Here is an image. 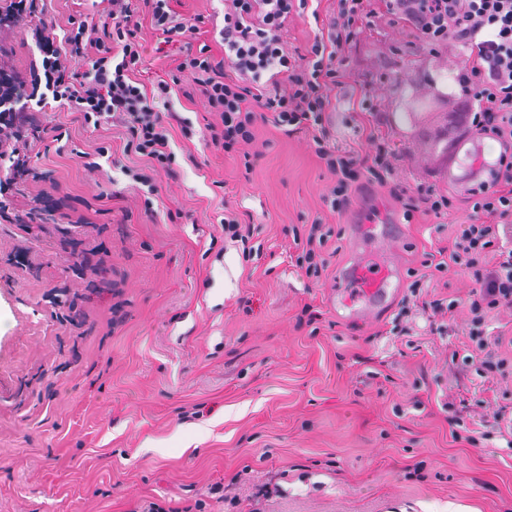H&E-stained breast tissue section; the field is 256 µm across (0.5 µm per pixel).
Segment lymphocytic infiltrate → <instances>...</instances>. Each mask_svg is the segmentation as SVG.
Wrapping results in <instances>:
<instances>
[{"instance_id": "f902f5d3", "label": "lymphocytic infiltrate", "mask_w": 512, "mask_h": 512, "mask_svg": "<svg viewBox=\"0 0 512 512\" xmlns=\"http://www.w3.org/2000/svg\"><path fill=\"white\" fill-rule=\"evenodd\" d=\"M172 3L101 0L99 20L71 18L62 39L40 30V67L26 80L0 78V93L19 99L0 111V165L7 167L0 190L20 180L50 181V173L31 166L28 152L46 142L56 153L65 151L66 126L46 128L38 117L52 101L78 112L85 126L125 128L124 154L147 158L149 167L125 165L121 171L145 187L144 213L154 217L158 187L152 174L170 171L175 161L173 130L187 139L193 135L188 119L169 104L175 97L191 103L200 96L216 116L207 126V144L228 155L242 153L246 171L262 156L252 148L257 124L288 135L305 130L317 163L334 181L323 198L330 214L343 216L360 190L377 187L387 190L405 221L440 220L453 209V197L436 180L409 184L398 177L403 155L380 129L384 82L373 78L361 86L358 107L367 119L361 150L334 142L331 94L354 78L349 54L358 35L379 24L402 36L390 53L418 51L438 59L456 50L461 66L455 80L463 96L451 101L452 127L459 140L482 134L500 151L488 180L469 191L466 221L422 262L431 277H466L467 296L427 295L421 277L408 290L429 334H447L457 312L466 313L460 370L475 372L488 394L477 400L481 415H472L466 403L453 407V440L476 446L495 434L512 449V396L499 387L512 377V337L490 329L501 315L512 317V0H224V24L212 44L201 39L205 16L177 17ZM307 19L315 23L312 39L306 48H289L290 24ZM145 23L162 45L178 50L174 67L151 85L139 77L138 34ZM73 59L84 69L71 68ZM288 236L296 267L312 281L326 278L324 252L333 229L324 217L289 227Z\"/></svg>"}]
</instances>
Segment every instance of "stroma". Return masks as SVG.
Masks as SVG:
<instances>
[{
    "instance_id": "stroma-1",
    "label": "stroma",
    "mask_w": 512,
    "mask_h": 512,
    "mask_svg": "<svg viewBox=\"0 0 512 512\" xmlns=\"http://www.w3.org/2000/svg\"><path fill=\"white\" fill-rule=\"evenodd\" d=\"M44 11L60 37L71 17L97 20L98 0H44ZM35 26L26 19L0 29L1 70L23 76L39 60ZM391 42L387 28L365 30L350 67L390 79L385 132L405 155L401 180L430 171L453 191L447 158L422 139L442 117L418 112L414 99L423 87L456 96L458 59L391 56ZM359 96L356 87L338 96L339 144L358 142ZM174 109L194 135L176 137L172 173L154 175L153 222L141 218V192L119 167H84V154L104 141L121 152V128L96 131L57 109L43 116L67 125L73 149L32 155V165L51 170L63 196L120 191L111 205L133 218L103 232L0 223V512H132L146 501L167 512L195 504L202 512H512V450L496 436L476 447L450 437L443 403L479 396L478 376L458 381L448 371L461 332L425 335L424 317L413 315L419 349L391 333L409 269L441 239L436 218L409 224L386 192L357 195L336 221L329 277L313 284L292 265L283 234L326 211L332 181L310 134L258 125V140L271 145L249 174L242 158L205 146L214 116L204 100ZM228 207L250 224L246 241L225 240ZM169 209L177 219H167ZM375 209L390 226L386 250L398 267L386 306L359 322L337 310L336 292L358 258L355 230ZM75 241L112 253L109 277L128 313L112 336L103 326L111 297L89 292ZM63 286L86 297L95 329L83 340L52 315ZM307 302L323 315L314 336L296 326ZM381 361L390 381L367 379ZM267 482L279 493L258 495Z\"/></svg>"
}]
</instances>
